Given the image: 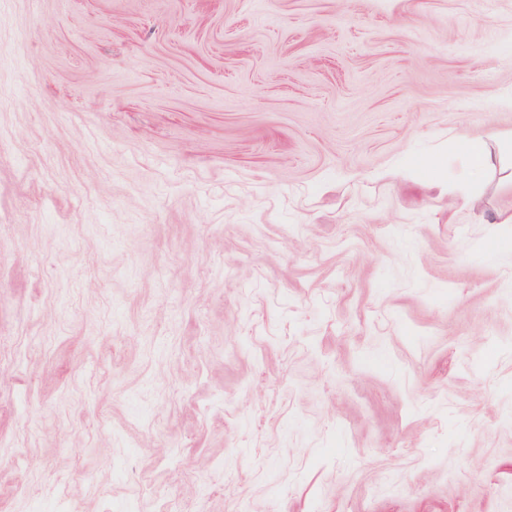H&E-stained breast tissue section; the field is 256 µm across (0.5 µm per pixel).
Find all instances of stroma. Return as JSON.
<instances>
[{"instance_id":"stroma-1","label":"stroma","mask_w":512,"mask_h":512,"mask_svg":"<svg viewBox=\"0 0 512 512\" xmlns=\"http://www.w3.org/2000/svg\"><path fill=\"white\" fill-rule=\"evenodd\" d=\"M464 136L512 0H0V512H512Z\"/></svg>"}]
</instances>
